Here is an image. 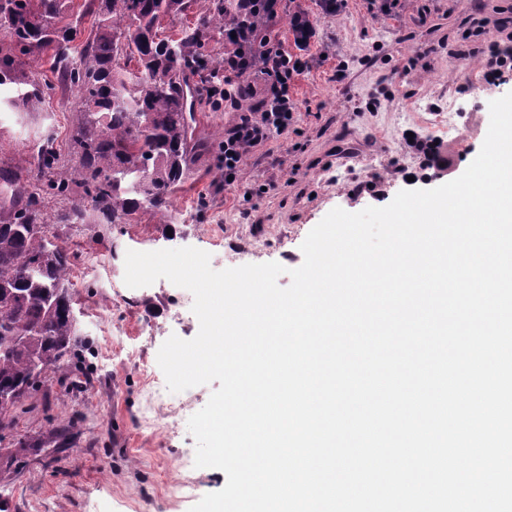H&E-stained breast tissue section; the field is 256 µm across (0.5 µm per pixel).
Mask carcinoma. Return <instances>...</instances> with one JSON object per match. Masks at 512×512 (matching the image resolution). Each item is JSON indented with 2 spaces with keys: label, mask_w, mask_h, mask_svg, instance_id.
Wrapping results in <instances>:
<instances>
[{
  "label": "carcinoma",
  "mask_w": 512,
  "mask_h": 512,
  "mask_svg": "<svg viewBox=\"0 0 512 512\" xmlns=\"http://www.w3.org/2000/svg\"><path fill=\"white\" fill-rule=\"evenodd\" d=\"M189 8L190 0H85L82 13L96 17L94 38L77 61L54 54L62 80L78 93L72 141L80 163L36 183L21 169L0 173L10 198L23 200L0 222V396H32L35 368L59 367L74 341L70 256L49 241L47 224H126L144 208L169 223L173 194L189 171L196 112L211 104L209 76L221 67L207 51L210 31L242 18L236 0H213L175 37H160V20ZM71 10L69 0H0V19L11 24L18 48L0 55V86L16 92L9 106L38 111L45 90L21 57L38 60L49 47L70 45L73 27L63 18ZM58 157L46 140L41 169L54 168ZM74 186L90 206L44 210V198L65 200Z\"/></svg>",
  "instance_id": "cac0c4a2"
}]
</instances>
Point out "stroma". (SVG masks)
Masks as SVG:
<instances>
[{"mask_svg": "<svg viewBox=\"0 0 512 512\" xmlns=\"http://www.w3.org/2000/svg\"><path fill=\"white\" fill-rule=\"evenodd\" d=\"M317 24L310 64L292 84L293 125L247 157L234 185L218 169L217 138L257 107L264 84L198 113L195 137L209 149L191 152L189 176L172 198L174 239L146 210L129 224L50 225L49 239L72 263L77 336L71 358L15 408L12 437L27 441L26 454L0 448V502H11L12 512H145L144 502L146 512H189L194 499L170 486L190 480L200 498L226 484L222 470L180 466L196 452L188 420L214 384L164 392L166 427L146 422L144 380L161 372V345L173 335L194 338L199 322L192 293L167 279L127 287V251L195 247L216 270L277 262L286 269L278 284L289 286L290 270L304 261L303 241L332 209L383 207L401 190L448 182L406 149L405 133L430 139L428 120L456 102L469 136L447 146L463 173L486 137L490 101L512 92V75L497 87L484 83V43L475 31L481 24L512 36V0H396L387 15L368 0H347L340 15ZM423 45L435 53L415 60ZM27 69L48 91L39 111L0 108V168H37L49 137L60 170L70 169L78 163L77 92L59 82L49 56ZM377 175L382 192L366 190ZM272 182L277 190H269Z\"/></svg>", "mask_w": 512, "mask_h": 512, "instance_id": "obj_1", "label": "stroma"}]
</instances>
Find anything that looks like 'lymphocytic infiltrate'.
<instances>
[{"mask_svg":"<svg viewBox=\"0 0 512 512\" xmlns=\"http://www.w3.org/2000/svg\"><path fill=\"white\" fill-rule=\"evenodd\" d=\"M224 70L213 79L216 96L234 100L251 90L250 77L260 78L266 93L259 107L242 115L224 138L225 176L239 178L247 155L283 134L295 120V103L291 82L304 68L302 60L286 52L281 42L262 28L253 26L225 28ZM486 48L482 56L483 79L497 86L505 72L512 71V44L486 33Z\"/></svg>","mask_w":512,"mask_h":512,"instance_id":"lymphocytic-infiltrate-1","label":"lymphocytic infiltrate"}]
</instances>
